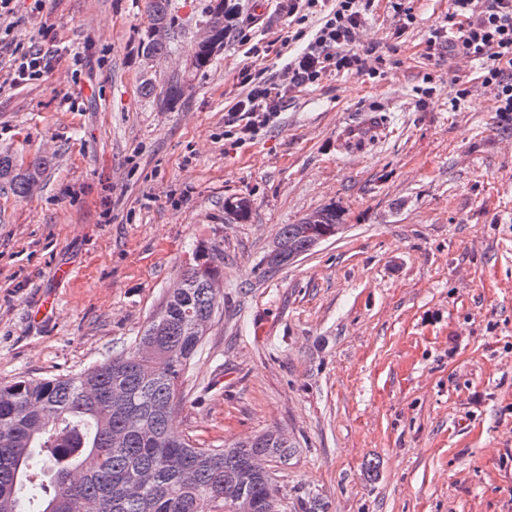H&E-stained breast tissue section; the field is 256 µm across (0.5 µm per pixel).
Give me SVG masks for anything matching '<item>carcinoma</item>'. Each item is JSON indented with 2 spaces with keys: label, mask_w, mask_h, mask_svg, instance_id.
Instances as JSON below:
<instances>
[{
  "label": "carcinoma",
  "mask_w": 512,
  "mask_h": 512,
  "mask_svg": "<svg viewBox=\"0 0 512 512\" xmlns=\"http://www.w3.org/2000/svg\"><path fill=\"white\" fill-rule=\"evenodd\" d=\"M151 26L173 28L171 0H149ZM205 23L218 37L224 26V0L208 8ZM149 57L164 54L174 41L147 34L141 43ZM185 82L163 86L176 107ZM46 162L16 167L0 153V180L19 196L30 193L29 180L41 177ZM277 239L299 255L310 251L299 224H284ZM223 274L214 253L192 250L179 280L167 292L163 322L151 321L135 345L74 375L0 381V512H18L24 485L43 489L38 512H269L277 497L267 458L283 466L296 445L274 430L245 442L201 448L171 426L182 400V381L205 335L185 336L192 317L212 326L220 301L207 279ZM40 450L41 466L30 468V449ZM83 468L80 482L71 470Z\"/></svg>",
  "instance_id": "1"
}]
</instances>
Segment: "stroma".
<instances>
[{
  "label": "stroma",
  "mask_w": 512,
  "mask_h": 512,
  "mask_svg": "<svg viewBox=\"0 0 512 512\" xmlns=\"http://www.w3.org/2000/svg\"><path fill=\"white\" fill-rule=\"evenodd\" d=\"M209 0H172L179 46L143 55L147 0H46L25 45L49 72L10 84L0 152L48 157L39 189L0 183V381L72 375L132 348L200 244L222 305L185 375L174 428L209 448L280 429L282 512H512V119L478 65L427 58L450 0H377L354 51L376 74L287 91L255 139H224L246 89L240 33L284 83L288 0H239L211 64L191 63ZM178 107L146 96L173 73ZM470 94L460 109L457 89ZM250 203L236 221L225 202ZM333 208L343 229L268 268L279 228Z\"/></svg>",
  "instance_id": "stroma-1"
}]
</instances>
